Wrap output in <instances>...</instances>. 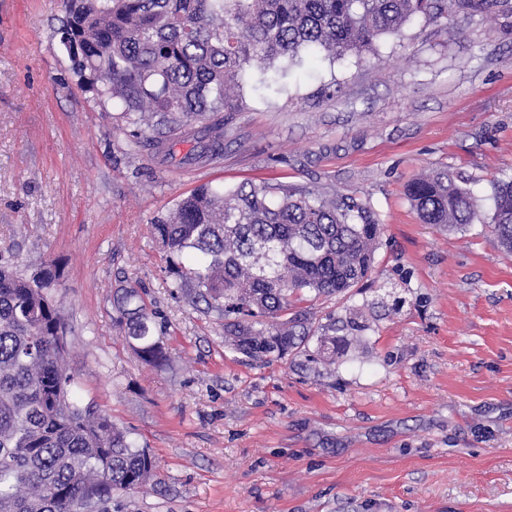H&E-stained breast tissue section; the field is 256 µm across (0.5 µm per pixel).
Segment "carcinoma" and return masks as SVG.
<instances>
[{
	"label": "carcinoma",
	"instance_id": "obj_1",
	"mask_svg": "<svg viewBox=\"0 0 512 512\" xmlns=\"http://www.w3.org/2000/svg\"><path fill=\"white\" fill-rule=\"evenodd\" d=\"M61 30L76 74L117 106L154 155L194 141L183 162L224 156V120L237 112L247 68L283 79L309 49L332 58L371 50L414 17L436 22L455 7L489 10L494 0H77ZM424 224L461 229L477 201L446 171L406 188ZM171 256L172 286L224 316L231 351L260 362L288 356L331 365L368 330L363 316L314 325L303 303L341 294L370 277L381 235L368 200L317 193L281 181L234 190L202 187L152 225ZM490 232L512 253V182L495 190ZM55 266L27 277L0 262V512H83L92 501L112 512V493L143 486L155 464L111 420L81 404L60 311L50 290ZM118 318L136 355L157 364L164 347L133 289L121 288ZM316 343L309 351L310 342Z\"/></svg>",
	"mask_w": 512,
	"mask_h": 512
}]
</instances>
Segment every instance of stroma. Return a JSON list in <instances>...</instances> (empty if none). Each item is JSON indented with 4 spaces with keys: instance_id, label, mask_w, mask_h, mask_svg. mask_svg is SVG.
<instances>
[{
    "instance_id": "obj_1",
    "label": "stroma",
    "mask_w": 512,
    "mask_h": 512,
    "mask_svg": "<svg viewBox=\"0 0 512 512\" xmlns=\"http://www.w3.org/2000/svg\"><path fill=\"white\" fill-rule=\"evenodd\" d=\"M66 0H0V256L57 266L66 366L83 403L148 449L156 478L112 512H512V254L485 233L512 181V0L407 22L373 51L251 69L224 156L158 161L101 108L59 41ZM448 168L465 229L421 223L405 186ZM277 178L369 200L372 275L312 301L373 302L364 350L325 367L224 345V318L173 294L153 224L195 188ZM137 289L167 352L139 360L116 291Z\"/></svg>"
}]
</instances>
